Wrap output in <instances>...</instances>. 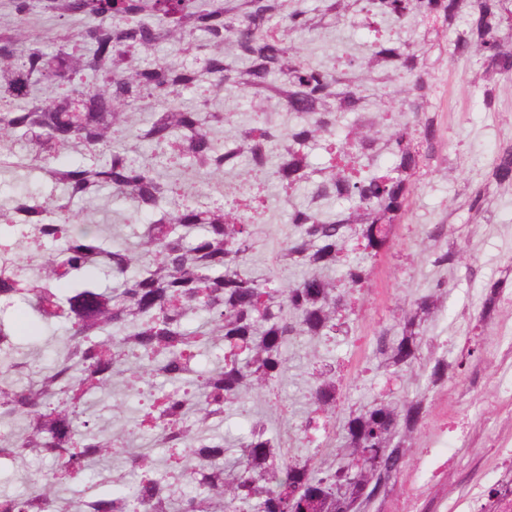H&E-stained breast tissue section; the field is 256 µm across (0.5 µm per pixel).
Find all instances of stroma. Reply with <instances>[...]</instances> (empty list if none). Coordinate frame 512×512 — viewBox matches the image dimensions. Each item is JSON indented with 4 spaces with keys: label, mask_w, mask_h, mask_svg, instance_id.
Instances as JSON below:
<instances>
[{
    "label": "stroma",
    "mask_w": 512,
    "mask_h": 512,
    "mask_svg": "<svg viewBox=\"0 0 512 512\" xmlns=\"http://www.w3.org/2000/svg\"><path fill=\"white\" fill-rule=\"evenodd\" d=\"M320 18L318 27L285 33L313 64L332 67L341 58L364 59L371 42L382 34L415 52L429 81L427 110L439 129V138L431 158L416 176L390 250L373 262L374 276L359 295L351 330L320 339L292 338L286 348L287 368L276 388L251 393L243 403L226 407L223 415L209 422L206 434L223 441L228 457L233 458L239 437L260 421L281 439L291 456H308L312 445L304 420L310 411L311 389L318 369L329 365L335 367L341 382L337 417H344L348 407L376 399L398 402L420 394L435 398V420H469L471 429L466 439L451 433L440 446V454L448 459V470L436 488L435 498L425 503L427 512H463L474 485L495 480L501 473L498 447L512 444V398L493 406L480 403L497 379V368H512V353L498 344L499 337L512 329V288H506L486 327H479L476 321L487 284L512 272V187H500L488 180L492 159L504 143L512 140V79L497 80L495 103L488 108L483 103L488 77L482 60L454 54L447 29L411 20L383 19L357 7L345 20ZM353 75L355 85L370 101L371 112H378L388 97L398 95L403 101L412 95L402 75L390 72L379 80L363 68L354 70ZM402 101L384 116V124L407 120ZM211 108L224 115L217 136L228 148L252 113H265L270 123L282 129L295 122L277 100L259 102L243 88L229 85L213 96ZM476 187L484 188L487 197L486 210L479 216L468 207L470 192ZM25 188L42 197L54 192L53 184L40 170L14 169L0 174V203L8 202ZM307 196V190L302 189L287 201L277 186H269L265 221L253 227L254 268L268 273L274 285L285 288L300 278L299 268L277 264L275 256L294 233L288 222L292 204L305 202ZM77 209L80 223L103 225L113 244L122 246L133 244L135 226L148 220L147 214L133 211L124 197L109 190L93 203L78 204ZM433 224L447 225V237L430 238L427 231ZM448 247L458 251V263L433 265L432 253ZM439 282L444 289L435 312L424 324L430 347L423 360L459 362L462 370L436 389L428 387L418 369L401 378L389 377L378 369L372 356L377 329L394 324L403 310L433 293ZM6 315L15 327L18 343L34 355L31 371L49 366L55 346L44 337L32 335L24 305L15 304ZM129 378L126 371L114 375L111 384L87 403L88 416L121 446L120 453L103 464L112 472V480L88 475L70 483L69 491L100 497L129 491L133 480L124 467L128 451L148 452L158 474L172 469L169 449L150 433L137 429L136 424L142 408L139 389L148 388L159 395L175 390L176 384L146 374L139 388L133 389Z\"/></svg>",
    "instance_id": "1"
}]
</instances>
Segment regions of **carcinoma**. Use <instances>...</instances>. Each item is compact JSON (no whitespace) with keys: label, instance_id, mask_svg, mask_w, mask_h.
I'll list each match as a JSON object with an SVG mask.
<instances>
[{"label":"carcinoma","instance_id":"cac0c4a2","mask_svg":"<svg viewBox=\"0 0 512 512\" xmlns=\"http://www.w3.org/2000/svg\"><path fill=\"white\" fill-rule=\"evenodd\" d=\"M366 11L397 19L412 17L448 28L457 55H477L486 70L512 78V0H366ZM39 8L61 25L55 47L25 27ZM16 26L0 31V169L36 164L63 193L44 200L24 193L0 206V227L18 232L24 249L59 245L43 266L20 277L18 265L0 269V311L18 300L29 310L34 334L62 326L53 364L24 385L0 387V420H18L21 429L0 437V466L22 458L49 461L52 477L33 493L0 494L14 512H42L60 498L61 483L112 458L118 440L98 430L86 415L88 397L136 360L186 387L152 399L146 419L164 445L190 459L171 476L156 473L146 453L129 456L134 486L108 498L70 499L71 512H367L387 495L404 466L401 438L419 428L425 397L401 403L377 399L349 409L342 421L344 444L297 460L255 422L238 439L240 455L229 466L224 442L206 436L209 419L224 413L259 388L270 390L287 368L285 347L292 336H334L349 329V293L372 275L370 260L390 247L405 214L415 176L437 137L425 112L426 83L415 52L377 39L367 66L392 68L416 90L407 106L413 122L371 134L351 131L341 142L333 132L340 115L357 113L369 125L367 99L354 87L350 60L327 69L307 62L272 23L288 17L289 28L312 26L288 0H12ZM470 17L459 31L456 19ZM82 15L96 20L73 34L66 23ZM204 34L206 42L193 39ZM234 35L238 53L224 58V33ZM184 41L193 66L160 62L151 52L162 42ZM230 81L259 99H276L298 121L285 133L255 117L244 125L235 147L226 149L211 134L224 113L209 112L214 90ZM193 93L192 104L183 97ZM149 98L157 101L148 128L133 133L131 114ZM152 146L151 154H130L131 136ZM324 139L328 166L312 179L306 148ZM61 148L84 151L89 161L76 168L53 164ZM394 158L387 171L375 169L380 152ZM247 162L245 190L224 199H185L187 171L217 179L227 167ZM491 182L512 185V141L494 157ZM284 199L312 184L307 203L292 207L295 238L280 259L303 269L288 289L247 270L253 224L263 221L267 183ZM122 195L150 219L138 225L137 247L110 244L97 224H80L73 206L90 203L105 189ZM347 200L345 211L323 208L325 200ZM202 233L187 241L184 229ZM363 256L343 259L350 235ZM342 267L335 281L324 272ZM503 285L489 286L482 309L487 319ZM433 296L404 312L396 328L375 336L378 368L399 375L420 363L427 345L422 323ZM205 328L188 330L193 316ZM223 364L194 374L197 352L215 342ZM14 326L0 317V362L22 374L27 362ZM456 366L436 359L426 367L437 387ZM340 384L324 368L311 393L305 428L336 409ZM195 488L175 495L176 483Z\"/></svg>","mask_w":512,"mask_h":512}]
</instances>
